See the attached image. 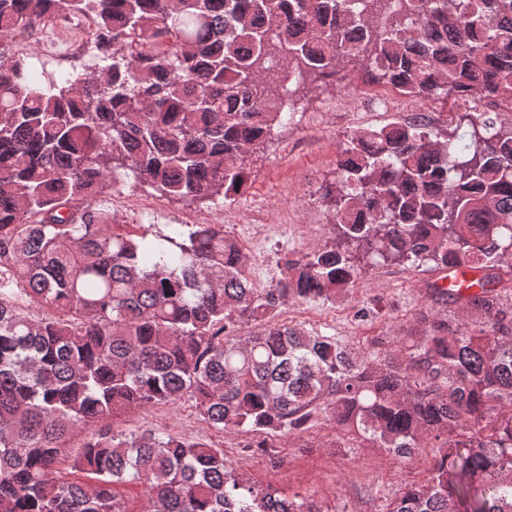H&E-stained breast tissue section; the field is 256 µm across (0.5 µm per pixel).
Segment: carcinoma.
<instances>
[{
    "instance_id": "1",
    "label": "carcinoma",
    "mask_w": 512,
    "mask_h": 512,
    "mask_svg": "<svg viewBox=\"0 0 512 512\" xmlns=\"http://www.w3.org/2000/svg\"><path fill=\"white\" fill-rule=\"evenodd\" d=\"M85 18L108 64L40 87L15 36ZM419 101L479 100L444 131L357 132L325 186L334 241L260 288L222 224H114L118 170L233 200L282 122V71ZM512 0H0V512H324L248 485L224 449L114 421L191 402L246 450L324 411L354 448H445L385 512H512ZM469 266L478 289L395 349L275 321L365 267ZM454 306L457 312L447 313ZM138 484L143 497L126 495Z\"/></svg>"
}]
</instances>
